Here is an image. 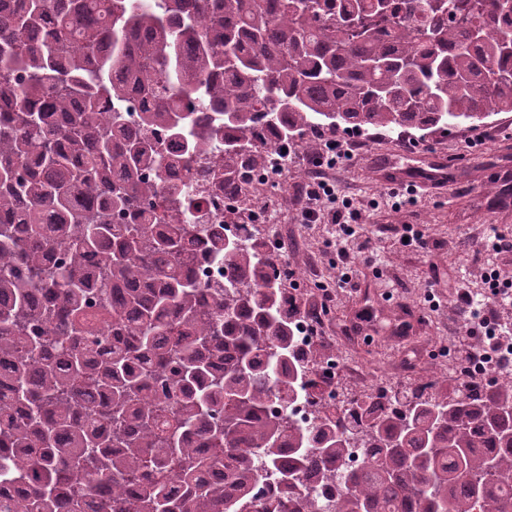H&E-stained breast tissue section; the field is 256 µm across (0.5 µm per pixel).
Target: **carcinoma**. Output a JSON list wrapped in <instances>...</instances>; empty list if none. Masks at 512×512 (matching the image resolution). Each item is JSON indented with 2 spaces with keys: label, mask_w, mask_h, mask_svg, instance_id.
I'll list each match as a JSON object with an SVG mask.
<instances>
[{
  "label": "carcinoma",
  "mask_w": 512,
  "mask_h": 512,
  "mask_svg": "<svg viewBox=\"0 0 512 512\" xmlns=\"http://www.w3.org/2000/svg\"><path fill=\"white\" fill-rule=\"evenodd\" d=\"M4 1L0 512H512L511 375L293 423L319 356L281 255L165 179L221 132L239 195L313 128L512 112V0ZM190 274L203 284H214V282L223 280V268L217 267L210 260H207L203 253L198 251L192 254L186 260Z\"/></svg>",
  "instance_id": "carcinoma-1"
}]
</instances>
